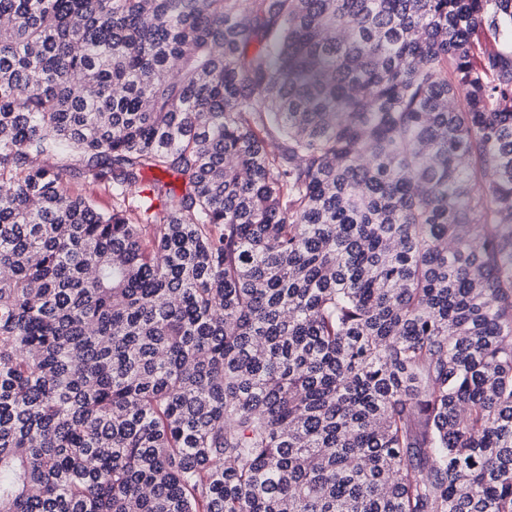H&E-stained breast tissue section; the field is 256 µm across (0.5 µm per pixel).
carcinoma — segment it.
Segmentation results:
<instances>
[{
	"label": "carcinoma",
	"mask_w": 512,
	"mask_h": 512,
	"mask_svg": "<svg viewBox=\"0 0 512 512\" xmlns=\"http://www.w3.org/2000/svg\"><path fill=\"white\" fill-rule=\"evenodd\" d=\"M4 16L0 512H512V0ZM72 189L89 199H91L100 210H107L112 204L111 195L99 185L85 182L82 179L69 178Z\"/></svg>",
	"instance_id": "1"
}]
</instances>
